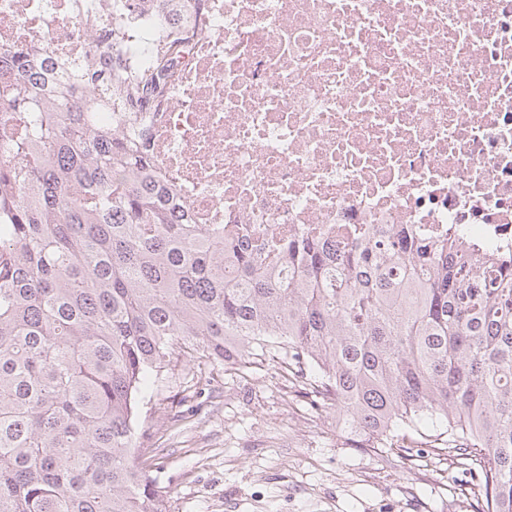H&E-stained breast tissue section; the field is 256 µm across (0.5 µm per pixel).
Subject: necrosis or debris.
Masks as SVG:
<instances>
[{
  "mask_svg": "<svg viewBox=\"0 0 512 512\" xmlns=\"http://www.w3.org/2000/svg\"><path fill=\"white\" fill-rule=\"evenodd\" d=\"M0 51L239 247L411 224L512 259V0H0Z\"/></svg>",
  "mask_w": 512,
  "mask_h": 512,
  "instance_id": "necrosis-or-debris-1",
  "label": "necrosis or debris"
}]
</instances>
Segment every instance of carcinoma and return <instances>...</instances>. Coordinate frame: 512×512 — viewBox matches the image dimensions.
<instances>
[{"label":"carcinoma","instance_id":"carcinoma-1","mask_svg":"<svg viewBox=\"0 0 512 512\" xmlns=\"http://www.w3.org/2000/svg\"><path fill=\"white\" fill-rule=\"evenodd\" d=\"M42 81L19 54L0 65L17 113L0 157V512H166L140 403L184 360L266 356L367 448L480 458L475 497L512 512L511 265L402 224L339 251L290 239L266 275L175 215L89 97L42 111Z\"/></svg>","mask_w":512,"mask_h":512}]
</instances>
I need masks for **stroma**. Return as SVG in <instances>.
Wrapping results in <instances>:
<instances>
[{"instance_id": "1", "label": "stroma", "mask_w": 512, "mask_h": 512, "mask_svg": "<svg viewBox=\"0 0 512 512\" xmlns=\"http://www.w3.org/2000/svg\"><path fill=\"white\" fill-rule=\"evenodd\" d=\"M193 367L163 381L140 442L167 512H483L475 461L359 448L315 410L280 360Z\"/></svg>"}]
</instances>
